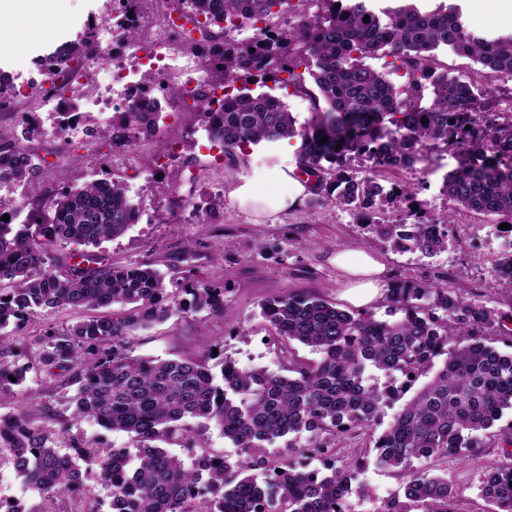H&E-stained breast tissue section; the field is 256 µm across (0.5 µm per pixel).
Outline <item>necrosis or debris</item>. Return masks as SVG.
I'll return each instance as SVG.
<instances>
[{
	"mask_svg": "<svg viewBox=\"0 0 512 512\" xmlns=\"http://www.w3.org/2000/svg\"><path fill=\"white\" fill-rule=\"evenodd\" d=\"M120 24L98 28L89 41L86 73L77 79L76 96L90 100L99 115L100 129L142 100H159L168 93L174 79L184 87L203 82L206 71L197 52L184 46L172 53L165 24L167 11L162 0L144 8L140 0H112ZM137 30L139 40L128 37Z\"/></svg>",
	"mask_w": 512,
	"mask_h": 512,
	"instance_id": "obj_1",
	"label": "necrosis or debris"
}]
</instances>
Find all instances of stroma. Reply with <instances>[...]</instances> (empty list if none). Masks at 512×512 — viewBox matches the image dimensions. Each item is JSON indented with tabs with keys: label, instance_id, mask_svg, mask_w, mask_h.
<instances>
[{
	"label": "stroma",
	"instance_id": "stroma-1",
	"mask_svg": "<svg viewBox=\"0 0 512 512\" xmlns=\"http://www.w3.org/2000/svg\"><path fill=\"white\" fill-rule=\"evenodd\" d=\"M70 8L72 22L59 38L40 43L20 60L14 59L10 50L0 49V72L17 86V109L35 113L43 125L48 124L50 116L36 84L42 62L60 44L81 36L90 24L112 19L110 0H71ZM435 58L439 70L490 88L500 110L512 108V83L446 48L436 51ZM178 133L180 158L152 183L138 179L128 166L105 171L102 162L112 157L113 149L103 141L98 142L96 154L83 155L78 164L65 168L60 162L71 156L72 142L43 136L29 143L34 153L45 156L49 162L40 172L46 197L109 173L124 180L132 201L155 209L157 223L133 225L124 236L98 248L97 254L105 262L154 264L165 273L169 296L178 303L189 301L187 289L197 281L224 293V304L218 309L176 313L165 321L136 330L125 345L131 357L197 359L208 345L219 343L240 367L278 370L279 343L260 315L261 304L303 289L347 308L342 296L344 276L332 262L339 251L363 250L383 257L387 265L385 280L389 283L444 276L449 282L461 279L472 287L488 284L493 278V261L500 247L487 236L490 217L471 211L457 213L447 252L434 257L398 252L368 232L350 211L337 205L317 207L312 216L302 207L278 214L241 207L235 192L242 186H249L259 195L287 191L289 179L299 174L298 143L255 147L245 165L232 171L209 156L208 139L202 128L191 130L182 124ZM215 194L224 198L223 212L216 215L213 223H190V210L183 206V199L199 203ZM216 242L222 244L224 251L219 260L212 250ZM187 248L193 256L186 261L182 253ZM86 316V311L80 309L43 311L12 335L16 360L28 372L22 383L0 394V417L15 414L23 406L34 425L64 428L69 438L95 442L104 448L124 447L131 443L127 434L106 430L91 419H74L71 399L76 384L69 373L58 370L47 374L38 362L40 341L46 333L66 331ZM511 433L512 413L507 412L482 435L481 446L474 452L446 462L425 461V468L436 474L447 473L458 487L457 512H487L489 505L479 494L482 474L487 466L501 461L502 439ZM348 450L362 457L364 466L357 480L369 486L375 496L385 499L401 493V477L375 465V452L363 436L332 454L308 456L301 449L288 447L282 439L267 446L266 453L292 459L306 470L321 472L331 466L334 456L344 455ZM84 484L83 498L64 495L47 503L26 485L10 463L0 462V499L21 501L27 512H80L89 500L96 502L98 512H112L111 499L95 476L86 475Z\"/></svg>",
	"mask_w": 512,
	"mask_h": 512
}]
</instances>
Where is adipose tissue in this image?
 Listing matches in <instances>:
<instances>
[{
	"mask_svg": "<svg viewBox=\"0 0 512 512\" xmlns=\"http://www.w3.org/2000/svg\"><path fill=\"white\" fill-rule=\"evenodd\" d=\"M40 21L44 35L58 36L69 24L68 0H0V47L28 51L31 42L23 27L25 18ZM306 186L293 180L284 194L258 196L242 188L238 196L242 204L254 209L278 213L300 207ZM334 262L348 280L345 297L354 307L362 308L383 298L385 265L375 255L364 251H342Z\"/></svg>",
	"mask_w": 512,
	"mask_h": 512,
	"instance_id": "1",
	"label": "adipose tissue"
}]
</instances>
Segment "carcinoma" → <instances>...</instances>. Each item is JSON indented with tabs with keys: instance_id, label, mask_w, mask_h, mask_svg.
Instances as JSON below:
<instances>
[{
	"instance_id": "carcinoma-1",
	"label": "carcinoma",
	"mask_w": 512,
	"mask_h": 512,
	"mask_svg": "<svg viewBox=\"0 0 512 512\" xmlns=\"http://www.w3.org/2000/svg\"><path fill=\"white\" fill-rule=\"evenodd\" d=\"M199 33L196 50L209 58L208 80L196 87L202 103L211 84L233 77L240 86L219 120L201 122L182 108L189 126L202 123L209 141L224 148L232 166L245 147L300 142L298 163L313 182L311 202L336 204L361 217L393 249L434 256L448 250L452 215L432 218L420 210L384 213L383 202L414 200L410 184L386 186L380 174L413 162L403 152L413 144L446 146L472 158L443 183L453 211H477L512 225V113L496 108L490 91L439 72L434 51L441 46L471 58L512 80V34L487 37L471 31L458 5L440 0L433 9L415 0L379 11L370 0H313L306 10L291 0H165ZM368 22H363L364 17ZM241 29L264 23L262 52L228 35L224 20ZM224 47L222 58L213 50ZM85 43H65L51 56L57 75L76 77L72 63L84 59ZM392 57L403 82L368 59ZM304 68L298 73L296 69ZM286 75L295 93L308 94L304 75L317 89L313 116L300 124L275 95L255 93L251 83ZM153 102L135 104L102 138L115 148L155 132ZM428 122H422V119ZM326 142H321L322 137ZM39 166L29 147L0 129V181L30 187L40 198ZM50 214L35 216L34 229L11 232L0 224V331L18 330L37 313L56 308L98 310L125 307L123 315L91 316L42 341L41 365L73 371L78 384L74 415L127 434L132 448H98L72 441L62 454L66 430L33 425L25 407L0 421V460L12 464L46 501L83 492L93 469L112 501V512H337L351 495L371 498L363 485L352 489L360 458L332 465L319 475L284 460L279 481L262 479L269 467L266 445L288 438L322 453L356 433H368L386 400L406 393L396 386L408 374L427 376L372 438L379 467L405 477L403 495L424 512H449L459 489L448 477L414 469L420 459L446 460L477 447L479 434L512 410V352L485 343L480 333L502 323L492 294L473 299L467 288L446 283L403 281L386 289L388 318L370 311L343 310L312 291H295L261 306V316L283 345L282 371L241 368L224 349L216 380L202 360L132 358L121 342L137 329L175 312H200L223 303L224 295L203 283L189 290V304H169L166 276L147 263L112 265L92 252L52 256L58 244L97 247L132 227L134 203L126 184L112 178L67 189L49 200ZM81 258L85 268L67 258ZM496 286L512 292V247L495 260ZM298 344L318 354L312 362L294 358ZM13 347L0 336V389L25 378L9 360ZM203 419L220 429L236 455L203 452L191 463L169 452L176 439L190 443L189 421ZM490 512H512V452L487 470L480 485Z\"/></svg>"
}]
</instances>
